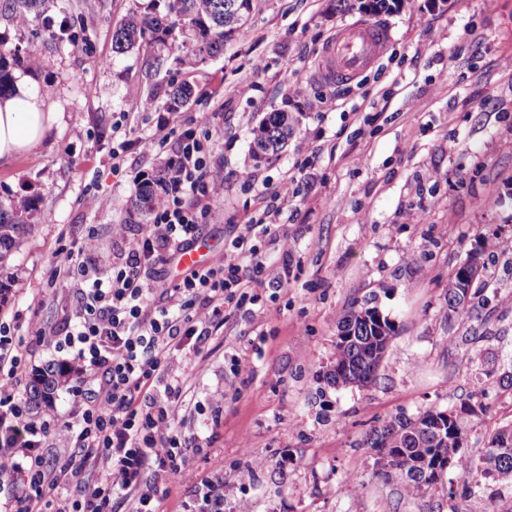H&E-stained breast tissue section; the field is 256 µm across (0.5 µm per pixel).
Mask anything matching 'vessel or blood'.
<instances>
[{"label": "vessel or blood", "mask_w": 512, "mask_h": 512, "mask_svg": "<svg viewBox=\"0 0 512 512\" xmlns=\"http://www.w3.org/2000/svg\"><path fill=\"white\" fill-rule=\"evenodd\" d=\"M388 30L376 23H351L339 28L324 48L319 64L321 78L349 83L370 69L385 53Z\"/></svg>", "instance_id": "obj_1"}]
</instances>
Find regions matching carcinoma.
I'll return each instance as SVG.
<instances>
[{
  "instance_id": "cac0c4a2",
  "label": "carcinoma",
  "mask_w": 512,
  "mask_h": 512,
  "mask_svg": "<svg viewBox=\"0 0 512 512\" xmlns=\"http://www.w3.org/2000/svg\"><path fill=\"white\" fill-rule=\"evenodd\" d=\"M225 0H166L164 17L131 12L116 28L113 50L118 54L154 44L165 45L175 29H180L181 41L170 45L185 54L189 63L196 64L215 57L224 50V41L250 31L253 0H236L242 7L243 22L234 28L224 27ZM46 0H14L12 22L23 28L32 13L45 8ZM192 95L185 83L173 85L166 93L169 109L176 110ZM299 118L291 113H266L250 131L249 155L258 161V152L268 156L281 152L293 136ZM159 203L157 190L148 182L141 185L133 204V212L146 220ZM33 211L29 199H21L9 207L0 206V304L7 302L12 280L9 258L21 238L31 229L28 216ZM487 239L471 249L466 262L473 272L464 281L452 274L448 278L446 296L448 309L468 313L480 300L482 289L474 287L485 271L482 257ZM370 304H355L339 319L335 343L334 370L325 371L322 380L329 387L364 386L372 382L384 360V352L397 329L388 316L382 322L367 317ZM464 361L480 364V373L497 378L499 387L512 391V371H499L495 361L482 352L468 354ZM64 371L57 364H47L35 371L28 383L29 405L39 407L48 402L61 385ZM448 413L439 431L427 432L417 424ZM487 412V407L473 392L446 410L429 408L415 417L398 416L372 427L365 435L364 445L374 450L382 462L379 474L385 479L399 480L398 494L411 502H423L434 495L438 486L448 484V500L457 496L473 497L489 489L491 484L512 486V422L494 429L484 448L475 456L467 451V424ZM454 474L455 478L445 479Z\"/></svg>"
}]
</instances>
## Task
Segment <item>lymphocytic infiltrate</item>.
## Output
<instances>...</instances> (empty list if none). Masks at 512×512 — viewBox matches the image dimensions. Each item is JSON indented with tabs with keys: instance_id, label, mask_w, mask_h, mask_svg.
Segmentation results:
<instances>
[{
	"instance_id": "lymphocytic-infiltrate-1",
	"label": "lymphocytic infiltrate",
	"mask_w": 512,
	"mask_h": 512,
	"mask_svg": "<svg viewBox=\"0 0 512 512\" xmlns=\"http://www.w3.org/2000/svg\"><path fill=\"white\" fill-rule=\"evenodd\" d=\"M210 123L205 114L185 121L172 112L137 140L148 154L176 143L174 175L136 236L114 225L123 251L106 278L88 276L66 246L55 252L52 279L83 283L62 342L100 377L90 404L62 424L76 453L55 468H47L41 452L51 424L31 419L20 390L26 358L0 322V477L13 488L0 512H112L118 499L129 512H162L172 485L186 481L193 487L186 512H224L223 477L194 482L186 468V441L174 421L190 403L186 380L173 367L204 360L205 343L229 312L259 304L260 287L284 284L288 268L268 261L253 243L257 235H275L276 225L245 224L207 267L177 282L147 279L149 267L196 241L224 197L223 182L205 162Z\"/></svg>"
}]
</instances>
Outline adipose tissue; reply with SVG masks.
Returning <instances> with one entry per match:
<instances>
[{"label": "adipose tissue", "mask_w": 512, "mask_h": 512, "mask_svg": "<svg viewBox=\"0 0 512 512\" xmlns=\"http://www.w3.org/2000/svg\"><path fill=\"white\" fill-rule=\"evenodd\" d=\"M56 119L32 83L17 81L10 93L0 96V160L30 154Z\"/></svg>", "instance_id": "obj_1"}]
</instances>
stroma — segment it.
Masks as SVG:
<instances>
[{
    "mask_svg": "<svg viewBox=\"0 0 512 512\" xmlns=\"http://www.w3.org/2000/svg\"><path fill=\"white\" fill-rule=\"evenodd\" d=\"M12 4L0 0L12 75L32 81L57 114L39 162L0 161V202L34 204V230L12 257L0 309L29 371L74 361V350L35 336L65 335L80 299L79 283L49 281L58 244L78 250L91 274L110 273L122 247L113 225L138 232L139 186L176 151L171 143L147 156L136 140L166 113L169 86L190 83L181 116L212 113L207 161L224 182L198 246L221 254L252 219L278 225L293 246L276 298L233 311L223 335L206 343V359L186 369L200 407L175 426L190 468L223 476L224 512H236L243 496L252 512H448L440 491L423 506L400 499L363 439L379 423L458 404L479 386L488 412L473 423L469 451L512 421V394L492 379L476 383L461 361L488 351L512 369V0H417L379 15L391 31L388 50L345 85L321 79L317 63L339 27L367 21L360 0H254L250 38L192 67L162 46L112 49L124 15L163 14V0H56L23 29L11 21ZM296 83L306 96L291 94ZM149 96L155 105L146 111ZM278 108L301 123L281 153L253 164L249 130ZM283 184L290 196L272 201ZM93 192L108 205L87 209ZM479 196L495 207L477 209ZM91 231L97 246L82 250ZM485 237L498 243L485 258L487 302L470 314L449 311L448 277ZM371 297L397 327L376 380L326 386L318 374L333 358L338 320ZM235 358L251 363L249 378L231 373ZM255 459L264 468L252 469ZM349 476L360 494L343 492Z\"/></svg>",
    "mask_w": 512,
    "mask_h": 512,
    "instance_id": "35a3bbf8",
    "label": "stroma"
}]
</instances>
